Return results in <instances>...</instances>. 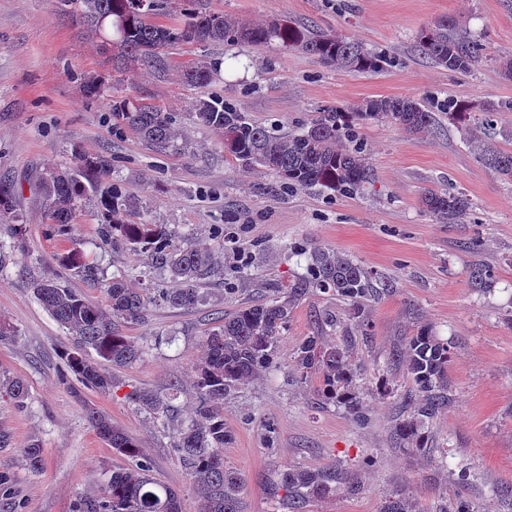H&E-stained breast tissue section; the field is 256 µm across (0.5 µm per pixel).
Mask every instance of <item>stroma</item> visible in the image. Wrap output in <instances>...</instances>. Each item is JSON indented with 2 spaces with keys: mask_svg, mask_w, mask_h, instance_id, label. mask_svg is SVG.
<instances>
[{
  "mask_svg": "<svg viewBox=\"0 0 512 512\" xmlns=\"http://www.w3.org/2000/svg\"><path fill=\"white\" fill-rule=\"evenodd\" d=\"M196 7L253 23L286 20L362 42L387 60L376 72L336 70L279 42L237 45L177 44L163 50L159 71L118 69L112 50L52 0H0V179L18 196L17 216L0 215V241L11 224L26 226L23 247L0 254V321L15 330L0 344V376L28 385L24 406L0 392V429L11 437L0 450V512H73L97 496L112 471L134 468L86 421L96 408L114 426L137 438L154 476L181 496L183 512H196L192 482L173 450L177 429L195 411L192 368L202 342L224 313L263 303L303 273L305 262L290 253L317 245L359 261L387 281L392 292L369 301V324L358 327L348 303L320 293L302 300L275 349L272 367L224 401V426L232 439L224 464L245 479L246 512H276L265 492L268 479L298 466L331 464L356 469L361 489L346 486L314 501L310 512H384L402 495L413 512H437L444 498L462 492L474 512H512V182L485 168L465 142L463 124L484 127L512 150V111L492 115L491 103L512 101V78L497 60L512 56V0H195ZM466 25L486 56L466 75L450 72L416 51L418 34L439 17ZM218 71L205 88L186 85L181 74L198 60ZM101 84L98 97L83 91L87 78ZM218 96L252 122L288 129L308 125L319 109L369 99L409 97L423 102L465 99L464 122L436 115V131L412 135L373 122L359 130L376 181L347 195L291 187L277 175L252 169L224 151L221 132L197 125V100ZM145 98L175 113L185 145L156 153L121 125L112 102ZM105 157L109 182L135 195L132 224H165L177 236L210 248L221 276L202 286L204 303L188 310L153 306L145 322L123 327L144 348L131 366L99 367L116 382L110 391L83 388L60 378L66 330L34 296L32 279L55 272L54 254L67 245L52 235L35 193L47 167H70L75 152ZM463 192L473 208L462 223L440 224L420 205L425 189ZM102 217L95 201L83 203L72 229L104 275L123 272L140 292L172 287L144 256L101 247ZM492 267L494 291L471 288L472 265ZM451 344L448 407L423 451H405L392 434L412 384L399 352L420 326ZM321 330L326 345H345L359 377L356 392L367 416L356 423L339 405L319 398V375L301 376L296 351ZM179 383L173 415L156 418L128 399L135 389L166 391ZM43 449L44 465L30 471L22 450ZM275 452H268L267 443ZM376 466L361 470L365 455ZM471 471L465 490L460 467Z\"/></svg>",
  "mask_w": 512,
  "mask_h": 512,
  "instance_id": "35a3bbf8",
  "label": "stroma"
}]
</instances>
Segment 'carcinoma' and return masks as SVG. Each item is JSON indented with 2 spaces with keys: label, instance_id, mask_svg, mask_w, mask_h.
<instances>
[{
  "label": "carcinoma",
  "instance_id": "1",
  "mask_svg": "<svg viewBox=\"0 0 512 512\" xmlns=\"http://www.w3.org/2000/svg\"><path fill=\"white\" fill-rule=\"evenodd\" d=\"M187 0H54L60 11L74 18L91 34L112 48L113 59L122 68H155L162 63V50L175 44L216 45L231 42L247 46L279 41L286 48H298L320 63L336 69L379 71L385 59L364 45L344 37L301 30L278 20L253 24L222 13L185 8ZM182 14L174 26L150 22L154 15ZM419 54L454 73L468 74L482 61L483 45L462 24L448 16L439 18L417 37ZM184 82L206 87L212 69L205 61L182 73ZM448 115L463 120L469 105L449 98L440 105ZM122 124L138 134L152 148L164 152L175 146L180 131L172 113L137 98L118 99L112 104ZM198 125L224 132V151L252 166L274 172L288 184L361 194L375 183L363 143L355 138V127L371 122H387L409 133L429 132L436 126L434 106L410 98L367 100L358 105L320 109L310 125L297 132L261 126L246 120L233 106L216 96L199 100L195 112ZM464 135L479 161L506 180H512V152L478 131L465 126ZM108 162L104 157H80L73 169L49 168L38 179L37 190L53 233L67 236L88 192L99 194L103 223L99 239L103 247L126 249L146 255L153 268L161 270L178 288L160 290L156 296L142 294L128 286L123 276L105 279L89 263L76 242L55 256L63 273L93 280L106 296L108 307L69 288L60 276L37 279L33 293L70 336L61 350L65 365L62 379L77 380L83 386L109 391L114 380L105 375L90 357V351L112 364L126 367L142 355V349L120 334L125 324L145 319L150 304L162 302L172 309H188L203 300L200 286L215 275L211 250L192 243H178L165 224H128L123 213L134 196L121 186L102 185ZM423 210L440 224H457L472 208L462 192L427 189L422 192ZM15 188L0 181V214H11ZM294 255L307 259L306 272L297 276L270 303L243 306L224 316V323L203 341L198 363L193 367L198 394L196 415L181 426L174 440L178 460L191 477L200 502V512H245L242 490L244 478L224 467V444L231 434L224 429V398L249 382L273 362L275 344L291 318L294 307L315 292H332L347 301L358 325L369 324L367 302L389 291L392 284L353 259L322 247H293ZM469 284L487 292L496 284L495 274L485 265L469 270ZM403 358L409 379L418 393L414 414L398 418L392 426L401 443L418 450L428 435L425 421L438 417L448 406L447 378L450 346L424 325L406 338ZM296 367L302 375L312 372L322 377L319 396L339 403L358 420L364 413L355 393L357 371L339 345L325 346L314 331L297 350ZM0 389L18 406H24L28 385L20 377L0 378ZM179 385L173 383L165 394L133 391L128 399L140 409L167 417L173 411ZM86 417L97 434L117 452L137 459L136 468L114 471L97 497L76 504L74 512H183L176 490L152 475V466L140 443L93 408ZM29 469L43 466L42 449L36 441L22 451ZM338 484L359 490L357 474L341 465L318 470L298 467L284 470L266 483V494L281 512H309L311 503L329 494Z\"/></svg>",
  "mask_w": 512,
  "mask_h": 512
}]
</instances>
